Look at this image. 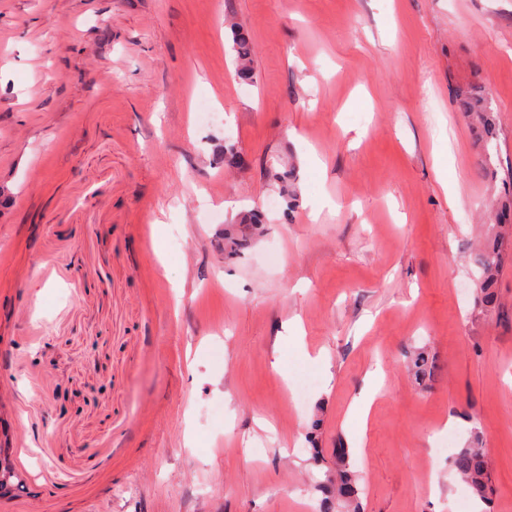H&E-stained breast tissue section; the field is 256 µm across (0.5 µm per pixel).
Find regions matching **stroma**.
Returning a JSON list of instances; mask_svg holds the SVG:
<instances>
[{"label": "stroma", "mask_w": 512, "mask_h": 512, "mask_svg": "<svg viewBox=\"0 0 512 512\" xmlns=\"http://www.w3.org/2000/svg\"><path fill=\"white\" fill-rule=\"evenodd\" d=\"M511 175L512 0H0V512H319L338 447L363 512H472L475 425L512 512V245L490 320L474 265ZM232 50L236 59V77L240 82H251L255 78L253 70V48L250 34L243 23L232 22L230 27ZM461 109L475 116L486 135L485 151L486 155H490L489 147L492 140L495 139L494 113L491 111L490 102L481 100H472L464 98L460 103Z\"/></svg>", "instance_id": "stroma-1"}]
</instances>
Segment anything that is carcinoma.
<instances>
[{
	"label": "carcinoma",
	"mask_w": 512,
	"mask_h": 512,
	"mask_svg": "<svg viewBox=\"0 0 512 512\" xmlns=\"http://www.w3.org/2000/svg\"><path fill=\"white\" fill-rule=\"evenodd\" d=\"M230 33L236 59V77L241 82H251L255 73L250 34L240 22L231 23ZM460 106L463 111L476 117L486 135L485 147H490L495 139L494 112L491 111L490 102L464 98ZM511 212L512 197L501 206L497 213L496 231L485 239L475 256L480 307L489 317L494 314L497 306L495 285L503 268L501 248L505 240L512 238ZM450 466L474 498L488 502L493 491L491 469L478 428L471 430L470 439L453 455ZM322 493V512H359L356 478L348 465L347 450L342 447L335 449L333 466L327 469Z\"/></svg>",
	"instance_id": "carcinoma-1"
}]
</instances>
